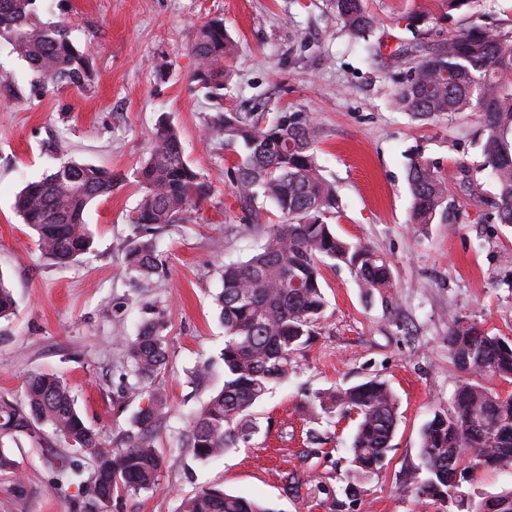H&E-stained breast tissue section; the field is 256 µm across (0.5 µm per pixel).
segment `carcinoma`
Masks as SVG:
<instances>
[{
  "label": "carcinoma",
  "mask_w": 512,
  "mask_h": 512,
  "mask_svg": "<svg viewBox=\"0 0 512 512\" xmlns=\"http://www.w3.org/2000/svg\"><path fill=\"white\" fill-rule=\"evenodd\" d=\"M37 0H0V39L11 45L29 69L56 85L85 88L93 78L90 58L71 37L66 20L44 19ZM336 19L357 42H367L373 19L363 0H334ZM234 50L224 20L212 18L195 32L191 51L197 66L191 80L207 90L216 115L208 138L239 145L232 174L236 195L255 200L261 193L284 221L265 228V243L245 261L224 264L216 295L224 325V383L191 416L186 448L201 461L213 459L249 441L250 409L271 386L293 369L294 357L315 336L326 299L321 266L347 267L366 298L393 287L391 263L371 247L340 238L329 220L339 213L336 188L316 159L319 128L308 112H225L220 90L229 79L226 65ZM412 57L394 103L419 119L462 112L481 114L485 139L480 170H487L496 192L491 204L499 223L512 224V29L472 26L425 48L399 50L394 58ZM475 168L465 162L444 174L421 154L409 158L406 178L412 197L410 223L423 228L448 221L455 205L448 181L473 185ZM142 198L129 216L140 235L128 242L126 268L147 283L159 271L154 232L166 224H186L198 213L210 185L184 157L180 136L166 121L155 128L148 158L137 171ZM112 173L89 163L62 161L50 174L27 183L15 209L37 233L42 253L68 264L86 253L92 239L85 221L88 206L112 195ZM15 309V299L0 277V319ZM164 325L142 322L127 344L125 376L131 389L148 391L147 405L115 444L104 442L86 424L70 388L50 373L31 374L18 403L0 399V473L20 480L9 443L20 437L51 444L62 442L89 457L94 471L82 479L77 466L59 473L86 485L106 506L115 493L147 492L164 465L156 445L166 424L168 402L151 389L168 360ZM448 352L454 366H468L451 407L436 411L421 431V470L405 474L404 490L426 506L440 507L461 492L451 472L512 468V394L482 384L487 378L512 379V343L480 324L454 315L448 324ZM320 407L355 417L351 438L352 468L346 495L356 497L378 472L392 449L399 424V403L391 386L371 379L318 397ZM467 466H462V457ZM179 512H276L268 503L202 488L184 499Z\"/></svg>",
  "instance_id": "obj_1"
}]
</instances>
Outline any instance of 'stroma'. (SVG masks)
I'll use <instances>...</instances> for the list:
<instances>
[{
  "label": "stroma",
  "mask_w": 512,
  "mask_h": 512,
  "mask_svg": "<svg viewBox=\"0 0 512 512\" xmlns=\"http://www.w3.org/2000/svg\"><path fill=\"white\" fill-rule=\"evenodd\" d=\"M43 17L72 20V36L91 56L98 80L77 89H34L26 63L0 43V275L16 310L0 320V396L20 400L27 377L53 372L72 388L87 423L106 441L120 438L146 396L128 390L121 337L162 317L168 361L156 379L169 414L157 442L165 464L153 491L119 493L100 509L85 487L61 482L57 460L91 470L64 445L23 441L14 449L20 479L0 475V512H178L183 497L203 487L271 504L276 512H423L402 489L404 470L420 463L421 430L448 409L460 378L448 354V318L458 314L512 339V225L499 223L488 202L494 185L458 184L448 193L453 224H408L410 155L443 169L479 163L482 118L475 112L420 120L397 110L394 93L407 71L396 47L444 41L478 25L512 29V0H365L374 19L370 58L337 21L331 0H38ZM220 17L234 53L225 84L228 112H310L321 131L316 157L336 185L342 238L372 247L393 266L389 293L364 298L349 270L327 265V308L298 367L252 409L249 444L200 461L184 445L188 419L224 382V328L215 296L220 268L248 259L263 243L247 224L248 208L267 223L271 202L238 200L231 190L235 148L204 139L215 110L190 79L196 29ZM179 132L187 161L211 186L194 224L156 233L163 270L148 284L125 271V251L138 231L128 216L141 199L136 172L156 125ZM112 173L110 198L87 211L93 243L75 262L44 258L35 232L14 210L24 184L50 174L62 158ZM210 364L204 381L199 365ZM387 381L399 401V425L384 466L348 498L354 424L323 412L317 394L371 379ZM317 431L318 448L307 442ZM298 478L287 490L286 476Z\"/></svg>",
  "instance_id": "obj_1"
}]
</instances>
